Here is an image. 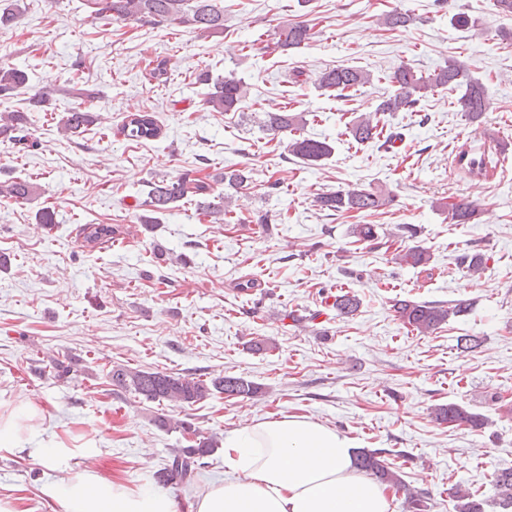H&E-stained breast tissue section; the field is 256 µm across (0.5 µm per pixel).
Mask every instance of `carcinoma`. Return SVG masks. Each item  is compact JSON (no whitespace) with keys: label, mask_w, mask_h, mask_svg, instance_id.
Listing matches in <instances>:
<instances>
[{"label":"carcinoma","mask_w":512,"mask_h":512,"mask_svg":"<svg viewBox=\"0 0 512 512\" xmlns=\"http://www.w3.org/2000/svg\"><path fill=\"white\" fill-rule=\"evenodd\" d=\"M92 5L94 18L107 23H127L149 18L157 23L185 24L203 34L224 32V8L217 0H88ZM276 45L287 52L298 48L312 38L310 27L305 22L286 23L277 27ZM371 74L353 66L339 65L326 68L315 78V85L320 89L335 90L339 93L357 90L370 83ZM200 81L210 85L204 102L206 107L215 112H237L240 109L247 90L243 82L233 76L221 81L210 82L207 74L200 75ZM27 82L24 71L11 66H0V98L9 97ZM389 82L395 87L394 94L378 100L374 109L362 114L352 123L349 133L358 144L368 143L377 136L378 124L374 119L385 112H412L426 94L438 87L463 86L462 95L457 99L460 111L464 112L473 123L481 122L483 115L490 108L489 99L482 84L465 78L463 67L455 60L438 71L423 76L408 65L397 68L390 76ZM86 104L70 109L61 119V129L71 135L84 132L89 126L101 122L99 112L89 103L97 98L93 90L85 92ZM49 94L37 91L28 98L27 111H5L0 113V136L17 139V134L27 131L29 112H40L49 104ZM305 117L286 107H278L264 112L261 129L266 134L277 137L290 135L288 152L293 156L315 164L333 152V146L326 140H319L297 135L304 124ZM120 132L136 141L154 140L161 134L155 117L149 112H137L128 115L123 121ZM250 184L247 173L240 169L224 172V193H214L211 185L205 181L183 173L178 177L155 180L148 183L146 198L141 202L147 214L139 216V221L147 226L157 224L158 216L174 208V204L183 200H194L197 209L211 217H223L229 212V203L234 197L243 193ZM35 193L33 184L22 178H12L0 182V197L17 203L31 200ZM389 201L383 191L364 188H348L336 192L319 194L315 202L322 210L340 214L374 213ZM439 207L447 211L456 224H468L477 219L479 204L474 200L461 199L448 204L442 202ZM85 241L93 246L112 240L118 232V226L112 224H85L81 228ZM399 260L414 268L430 265V252L420 246L413 247L399 256ZM487 258L480 253L466 254L461 257L460 265L469 273H477L485 268ZM332 307L336 315L351 317L360 307L357 295L346 292L335 296ZM469 303L457 301L445 307L434 302H419L398 299L394 311L398 319L412 330L422 334H432L454 317L467 313ZM111 385L120 392H129L143 397L147 401L171 403L176 406H192L205 400L214 393L227 397L255 399L263 394L261 384L237 376L198 377L183 376L158 370H143L116 366L110 372ZM436 421L448 425H469L473 428L483 426V418L461 404L450 402L434 408ZM216 441L204 438L192 448H180L169 458L167 463L156 472L158 483H187L193 480L201 468L203 458L214 452ZM356 466L360 472L372 476L377 481L405 487L400 475L388 465L382 450L362 449L356 456ZM494 485L498 497L494 505L501 512H512V470L506 469L494 476ZM457 512H487L488 501L479 499L467 490L455 491Z\"/></svg>","instance_id":"1"}]
</instances>
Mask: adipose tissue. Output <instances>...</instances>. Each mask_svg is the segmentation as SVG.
Returning a JSON list of instances; mask_svg holds the SVG:
<instances>
[{"label":"adipose tissue","instance_id":"obj_1","mask_svg":"<svg viewBox=\"0 0 512 512\" xmlns=\"http://www.w3.org/2000/svg\"><path fill=\"white\" fill-rule=\"evenodd\" d=\"M42 409L24 403L0 413V448L20 447ZM350 438L300 417L263 420L224 441L229 475L191 500L187 512H391L385 484L354 466ZM67 512H177L168 493L132 489L90 472L53 484Z\"/></svg>","mask_w":512,"mask_h":512}]
</instances>
